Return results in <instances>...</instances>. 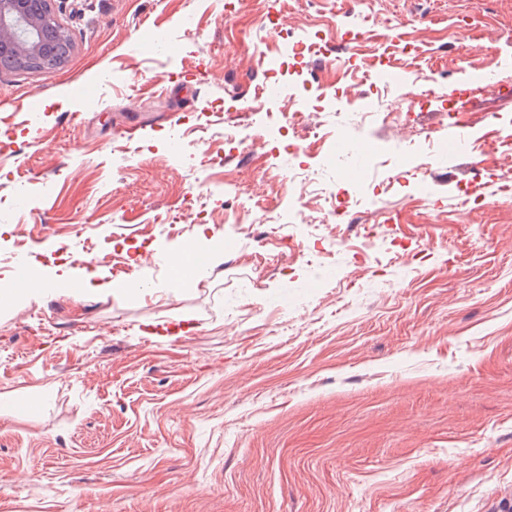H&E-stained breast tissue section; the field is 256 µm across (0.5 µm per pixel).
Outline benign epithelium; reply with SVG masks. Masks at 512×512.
<instances>
[{
	"label": "benign epithelium",
	"mask_w": 512,
	"mask_h": 512,
	"mask_svg": "<svg viewBox=\"0 0 512 512\" xmlns=\"http://www.w3.org/2000/svg\"><path fill=\"white\" fill-rule=\"evenodd\" d=\"M52 0H0V60H15L23 70L57 68L66 58L68 33L52 11Z\"/></svg>",
	"instance_id": "7a95c632"
}]
</instances>
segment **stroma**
Segmentation results:
<instances>
[{"label": "stroma", "instance_id": "1", "mask_svg": "<svg viewBox=\"0 0 512 512\" xmlns=\"http://www.w3.org/2000/svg\"><path fill=\"white\" fill-rule=\"evenodd\" d=\"M233 4L54 0L65 64L0 69V262L98 283L0 306V395L20 402L0 410V512H505L512 199L471 164L512 137V95L475 100L455 155L427 133L474 73L512 78V0ZM315 31L328 52L292 79L355 84L374 117L328 105L292 156L223 160L282 34ZM368 57L432 68L437 98L370 91ZM209 238L214 271L173 282Z\"/></svg>", "mask_w": 512, "mask_h": 512}]
</instances>
